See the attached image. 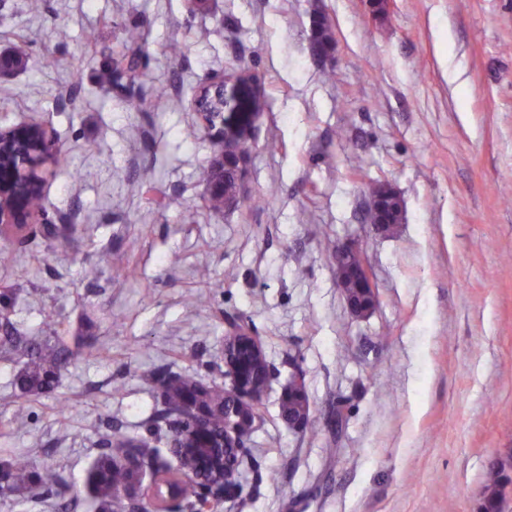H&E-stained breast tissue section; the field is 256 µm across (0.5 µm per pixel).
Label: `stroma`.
<instances>
[{
	"label": "stroma",
	"instance_id": "obj_1",
	"mask_svg": "<svg viewBox=\"0 0 512 512\" xmlns=\"http://www.w3.org/2000/svg\"><path fill=\"white\" fill-rule=\"evenodd\" d=\"M319 14L329 65L310 48ZM135 21L142 75L117 80L110 63ZM1 55L26 65L0 70V124L43 123L68 157L44 185L57 234L0 237L10 320L48 340L50 313L106 349L71 357L21 425L25 358L0 360V458L59 469L74 512H97L86 475L98 436L142 432L161 406L153 372L223 383L238 322L275 375L242 492L209 512H482L488 465L512 458V0H388L380 13L368 0H207L193 13L186 0H0ZM239 69L266 106L245 202L211 214L198 173L216 146L190 103ZM161 88L175 108H129ZM377 182L404 207L385 236L367 222ZM347 242L378 292L362 317L336 283ZM127 267L134 277H120ZM296 371L314 436L280 416Z\"/></svg>",
	"mask_w": 512,
	"mask_h": 512
}]
</instances>
